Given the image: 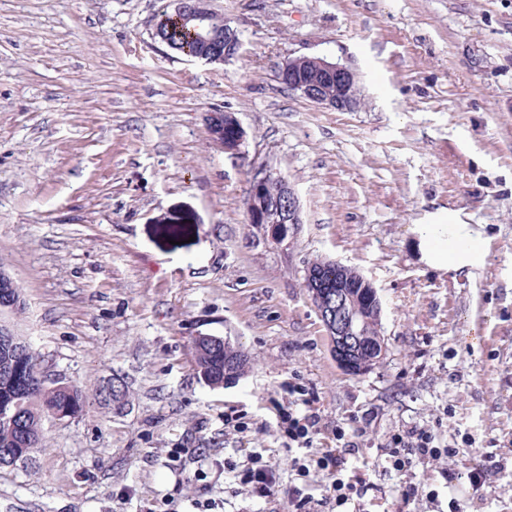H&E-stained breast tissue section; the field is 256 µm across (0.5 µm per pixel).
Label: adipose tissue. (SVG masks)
<instances>
[{"instance_id":"ef3b65f1","label":"adipose tissue","mask_w":512,"mask_h":512,"mask_svg":"<svg viewBox=\"0 0 512 512\" xmlns=\"http://www.w3.org/2000/svg\"><path fill=\"white\" fill-rule=\"evenodd\" d=\"M419 232L430 246V261L437 266L462 269L480 260V232L456 213H448L446 222L420 225Z\"/></svg>"}]
</instances>
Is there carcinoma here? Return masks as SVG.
<instances>
[{
  "label": "carcinoma",
  "mask_w": 512,
  "mask_h": 512,
  "mask_svg": "<svg viewBox=\"0 0 512 512\" xmlns=\"http://www.w3.org/2000/svg\"><path fill=\"white\" fill-rule=\"evenodd\" d=\"M211 25L219 31V40L210 47L198 43L197 33L192 27L174 18L173 13L162 11L155 24V39L169 49L182 55L199 54L224 55L232 52L234 44L224 36V19L211 15ZM221 140L224 145H233L239 138L235 117L224 113ZM281 201L274 186L264 188L256 196V209L247 217V223L264 227L271 235L281 234L286 225L273 219V208ZM233 348L215 346L212 336H200L194 342V362L198 377L212 387H220L224 373L234 372L241 376L248 368V362H236L232 357ZM42 373V360L34 346H29V358L15 357L7 352L0 353V405L17 407L14 425H0V452L13 448L24 450L30 455L42 446L44 435L42 421L48 406L53 405L68 414L77 415L86 403V395H71L38 386Z\"/></svg>",
  "instance_id": "obj_1"
}]
</instances>
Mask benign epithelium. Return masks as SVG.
<instances>
[{
	"label": "benign epithelium",
	"mask_w": 512,
	"mask_h": 512,
	"mask_svg": "<svg viewBox=\"0 0 512 512\" xmlns=\"http://www.w3.org/2000/svg\"><path fill=\"white\" fill-rule=\"evenodd\" d=\"M177 15L196 23L201 37L207 41L213 33L205 25L209 10L205 0H176ZM313 60L319 64L321 71L328 78L336 79V89L308 83L299 78V73ZM356 77L354 71L347 65L332 62L325 58L313 59L302 56L292 58L280 67V79L291 91L313 104L340 112L357 111V100L346 94L345 85L349 78ZM278 182L279 193L283 207L278 212L281 223L290 226L291 234H296L301 219V204L297 193L288 180L277 172L267 171L262 176L255 177L250 184L247 211H252L256 187L268 180ZM336 274L324 270L306 268L304 271L303 287L315 308L323 325L327 328L331 340V350L336 364L344 371L360 373L370 369L383 355L384 345H372L363 336L361 322L363 311L354 303L350 292L349 280L346 278V266L339 263L334 265ZM20 310L13 299H0V347L13 349L18 346L10 316Z\"/></svg>",
	"instance_id": "1"
}]
</instances>
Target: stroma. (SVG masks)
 <instances>
[{"instance_id":"obj_1","label":"stroma","mask_w":512,"mask_h":512,"mask_svg":"<svg viewBox=\"0 0 512 512\" xmlns=\"http://www.w3.org/2000/svg\"><path fill=\"white\" fill-rule=\"evenodd\" d=\"M170 5L0 0V264L26 300L18 333L87 396L44 420L30 459L0 466V512H151L167 497L288 512L307 454L279 431L295 383L317 394L314 447L369 413L346 457L365 512H512V0H209L243 41L228 63L155 41ZM300 56L356 71L363 108L285 88L279 68ZM215 110L244 129L241 155L213 143ZM265 170L301 202L284 250L246 221ZM451 211L482 233L477 266L424 258L417 225ZM318 259L380 290L385 355L362 374L337 366L303 287ZM200 336L249 352L238 383L199 379ZM115 377L130 393L119 413L96 398ZM229 411L245 430L225 428ZM412 425L475 445L417 464L406 503L408 477L377 446ZM483 449L504 468L475 489ZM255 451L280 473L265 498L224 470Z\"/></svg>"}]
</instances>
